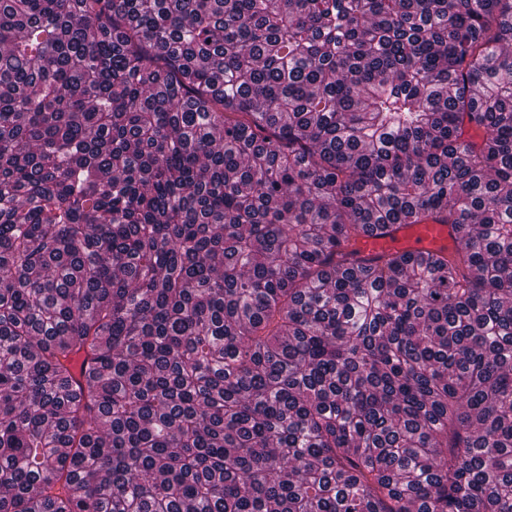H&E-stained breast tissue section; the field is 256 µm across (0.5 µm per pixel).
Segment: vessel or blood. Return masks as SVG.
<instances>
[{
  "instance_id": "obj_1",
  "label": "vessel or blood",
  "mask_w": 512,
  "mask_h": 512,
  "mask_svg": "<svg viewBox=\"0 0 512 512\" xmlns=\"http://www.w3.org/2000/svg\"><path fill=\"white\" fill-rule=\"evenodd\" d=\"M457 233L450 224H392L381 233L360 236L351 242L359 257L375 259L389 253L454 251Z\"/></svg>"
}]
</instances>
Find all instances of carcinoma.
Returning <instances> with one entry per match:
<instances>
[{"label":"carcinoma","mask_w":512,"mask_h":512,"mask_svg":"<svg viewBox=\"0 0 512 512\" xmlns=\"http://www.w3.org/2000/svg\"><path fill=\"white\" fill-rule=\"evenodd\" d=\"M0 512H512V0H0ZM457 233L452 224H390L381 233L367 234L352 241L347 250L358 257L376 259L389 253H452Z\"/></svg>","instance_id":"1"}]
</instances>
